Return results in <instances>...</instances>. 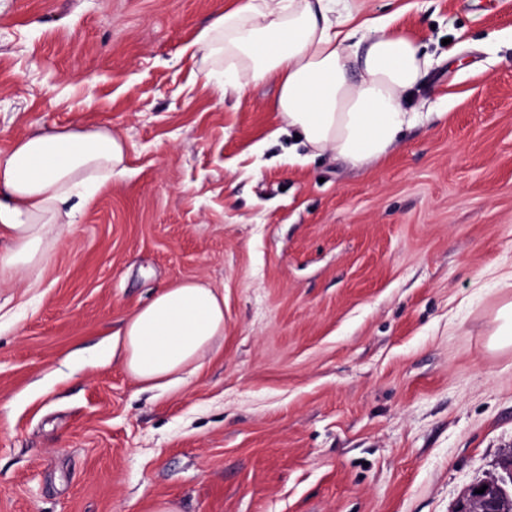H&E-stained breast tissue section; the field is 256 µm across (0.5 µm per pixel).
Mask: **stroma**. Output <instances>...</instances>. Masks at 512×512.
Returning <instances> with one entry per match:
<instances>
[{
	"instance_id": "1",
	"label": "stroma",
	"mask_w": 512,
	"mask_h": 512,
	"mask_svg": "<svg viewBox=\"0 0 512 512\" xmlns=\"http://www.w3.org/2000/svg\"><path fill=\"white\" fill-rule=\"evenodd\" d=\"M242 2L0 0V154L103 127L129 168L0 274V512H456L512 457V0H353L433 59L356 166L274 137L272 82L220 91L194 40ZM193 279L224 336L145 391L119 332ZM496 327L491 334L490 346L503 348L512 344V302L503 304L494 318Z\"/></svg>"
}]
</instances>
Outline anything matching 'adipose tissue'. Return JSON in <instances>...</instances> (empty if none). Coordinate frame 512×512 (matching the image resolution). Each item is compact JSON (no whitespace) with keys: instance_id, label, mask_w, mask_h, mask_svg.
<instances>
[{"instance_id":"obj_1","label":"adipose tissue","mask_w":512,"mask_h":512,"mask_svg":"<svg viewBox=\"0 0 512 512\" xmlns=\"http://www.w3.org/2000/svg\"><path fill=\"white\" fill-rule=\"evenodd\" d=\"M348 0H244L217 14L196 46L224 56V86L242 94L278 86L274 109L313 155L354 165L393 150L418 113L406 101L431 58L379 19L352 25ZM126 145L109 130H48L0 155V269L28 272L73 222L66 205L81 189L127 174ZM224 333V294L204 282L164 288L123 328L124 366L147 389L178 383Z\"/></svg>"}]
</instances>
